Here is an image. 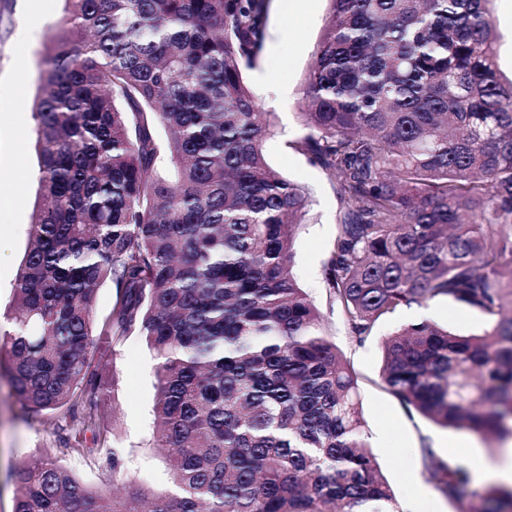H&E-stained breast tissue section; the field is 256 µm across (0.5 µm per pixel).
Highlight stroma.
Masks as SVG:
<instances>
[{"mask_svg": "<svg viewBox=\"0 0 512 512\" xmlns=\"http://www.w3.org/2000/svg\"><path fill=\"white\" fill-rule=\"evenodd\" d=\"M64 8V0H39V22L30 27L25 21V0H0V190L19 201L17 208L0 213V324L13 304V284L38 202L33 125L20 123L17 115L29 112L39 93L40 55ZM328 13V0H293L289 11L281 9L280 0H266L263 49L257 64L243 73L260 107L270 114L271 134L263 148L268 163L304 186L309 196L308 213L294 240L293 274L357 375L369 443L394 492L398 512H461L460 503L443 497L427 481L415 450L426 437L444 454L468 458L460 443L469 437V430H445L408 412L380 381L382 340L396 326L410 322L408 311L379 324L361 341L339 321L324 286L322 260L334 241L343 207L340 182L298 145L307 135L300 119L301 90ZM20 58L27 60L28 68L18 78L14 66ZM421 313L465 335L485 327L478 315L447 298L432 300ZM156 364L145 342L131 337L107 365L118 385L99 404L104 417L115 421L111 447L129 451L127 469L153 489L170 485L162 455L142 445L152 423ZM53 441L50 430L20 416L17 396L1 382L0 512H14L11 471L16 459L52 451Z\"/></svg>", "mask_w": 512, "mask_h": 512, "instance_id": "1", "label": "stroma"}]
</instances>
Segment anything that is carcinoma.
<instances>
[{
  "instance_id": "carcinoma-1",
  "label": "carcinoma",
  "mask_w": 512,
  "mask_h": 512,
  "mask_svg": "<svg viewBox=\"0 0 512 512\" xmlns=\"http://www.w3.org/2000/svg\"><path fill=\"white\" fill-rule=\"evenodd\" d=\"M303 86L299 148L340 181L323 261L364 340L447 297L487 327L423 319L382 341L383 387L441 428L512 440V80L491 0H329ZM32 106L38 204L0 372L56 450L117 477L99 411L132 336L158 359L147 448L173 489H93L58 460L14 466L15 512H397L367 442L358 380L293 274L308 193L266 161L245 84L266 0H65ZM161 127L162 141L155 135ZM111 312H94L98 289ZM466 512L471 467L417 449Z\"/></svg>"
}]
</instances>
